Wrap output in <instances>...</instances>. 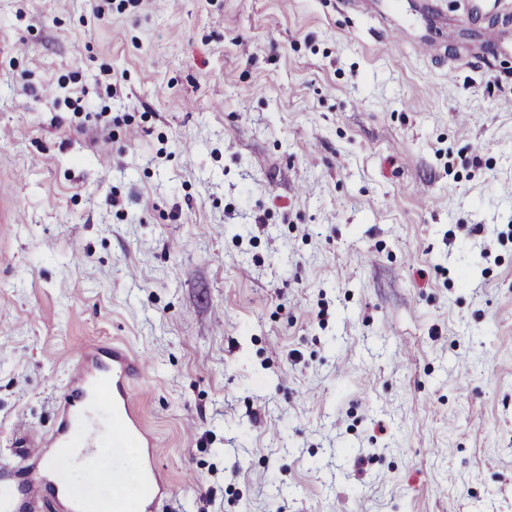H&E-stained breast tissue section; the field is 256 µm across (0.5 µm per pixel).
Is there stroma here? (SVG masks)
Returning a JSON list of instances; mask_svg holds the SVG:
<instances>
[{
  "mask_svg": "<svg viewBox=\"0 0 512 512\" xmlns=\"http://www.w3.org/2000/svg\"><path fill=\"white\" fill-rule=\"evenodd\" d=\"M391 20L0 0V463L118 342L159 512H512V56Z\"/></svg>",
  "mask_w": 512,
  "mask_h": 512,
  "instance_id": "1",
  "label": "stroma"
}]
</instances>
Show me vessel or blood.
<instances>
[{
	"mask_svg": "<svg viewBox=\"0 0 512 512\" xmlns=\"http://www.w3.org/2000/svg\"><path fill=\"white\" fill-rule=\"evenodd\" d=\"M144 371L143 358L124 348L81 347L51 440L53 447L77 449L79 462L95 471L118 505L125 500V480L109 460L121 452L129 437H137L143 448L137 512H153L169 487L157 466L154 439L142 422L134 395L133 382ZM47 499L58 512H83L78 503L60 497L42 475L26 476L19 488L0 494V512H35L38 503Z\"/></svg>",
	"mask_w": 512,
	"mask_h": 512,
	"instance_id": "vessel-or-blood-1",
	"label": "vessel or blood"
}]
</instances>
